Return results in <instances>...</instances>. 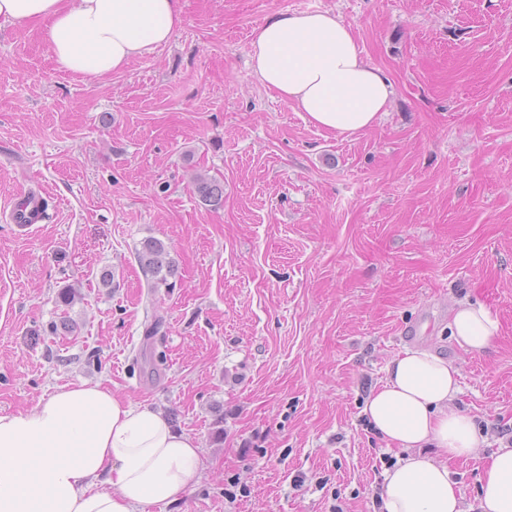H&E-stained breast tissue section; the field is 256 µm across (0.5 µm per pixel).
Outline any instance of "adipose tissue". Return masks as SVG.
<instances>
[{"mask_svg": "<svg viewBox=\"0 0 512 512\" xmlns=\"http://www.w3.org/2000/svg\"><path fill=\"white\" fill-rule=\"evenodd\" d=\"M44 22L60 69L84 78L122 72L167 44L184 21L181 0H0V26ZM253 74L308 120L335 136L376 124L394 86L370 66L353 30L330 11L293 13L255 29ZM458 346H492L499 320L459 304L448 324ZM452 362L426 349L394 356L364 413L401 455L383 474L376 512H464L450 462L484 443L455 400ZM437 449L430 457L429 449ZM202 466L195 439L148 404L124 400L99 382L55 389L30 412L0 414V512H143L167 507ZM479 512H512V448L490 458Z\"/></svg>", "mask_w": 512, "mask_h": 512, "instance_id": "1", "label": "adipose tissue"}]
</instances>
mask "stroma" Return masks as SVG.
<instances>
[{"mask_svg": "<svg viewBox=\"0 0 512 512\" xmlns=\"http://www.w3.org/2000/svg\"><path fill=\"white\" fill-rule=\"evenodd\" d=\"M183 3L167 45L102 79L60 70L43 23L0 27V413L100 382L197 441L168 512H373L397 449L363 408L416 322L488 435L450 466L474 506L512 427V0ZM315 10L395 85L348 138L249 67L256 27ZM36 185L48 219L19 229L5 215ZM148 239L174 265L153 294ZM458 302L498 317L491 350L453 340ZM193 179L195 191L204 204L217 208L223 203L224 185L202 174Z\"/></svg>", "mask_w": 512, "mask_h": 512, "instance_id": "35a3bbf8", "label": "stroma"}]
</instances>
